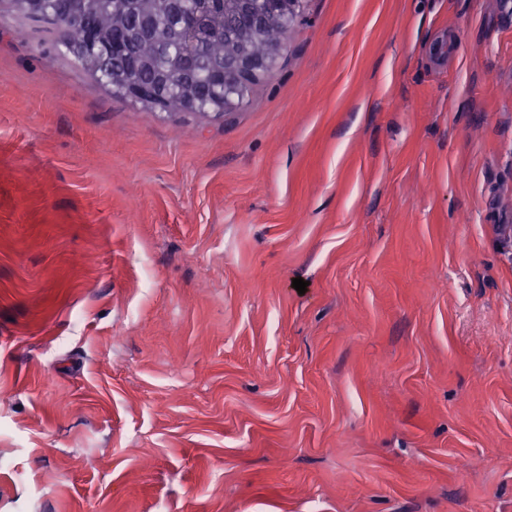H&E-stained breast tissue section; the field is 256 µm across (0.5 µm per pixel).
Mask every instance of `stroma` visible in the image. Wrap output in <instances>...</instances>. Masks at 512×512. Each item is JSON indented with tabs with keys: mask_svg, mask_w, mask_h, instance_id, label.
<instances>
[{
	"mask_svg": "<svg viewBox=\"0 0 512 512\" xmlns=\"http://www.w3.org/2000/svg\"><path fill=\"white\" fill-rule=\"evenodd\" d=\"M0 512H512V0H311L219 120L0 16Z\"/></svg>",
	"mask_w": 512,
	"mask_h": 512,
	"instance_id": "35a3bbf8",
	"label": "stroma"
}]
</instances>
